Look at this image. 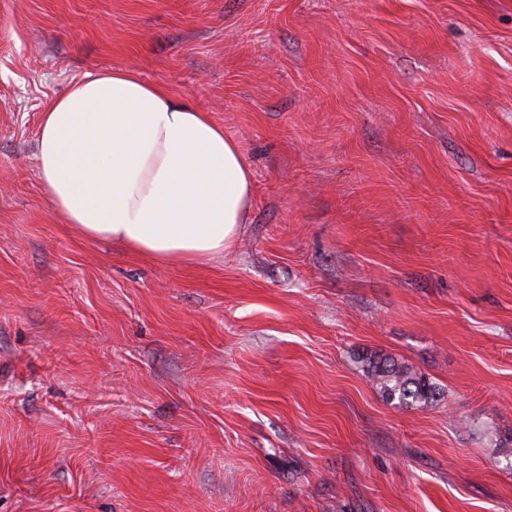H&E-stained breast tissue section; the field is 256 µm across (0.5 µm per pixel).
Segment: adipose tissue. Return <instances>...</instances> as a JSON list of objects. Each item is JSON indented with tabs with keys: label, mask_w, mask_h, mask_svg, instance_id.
Wrapping results in <instances>:
<instances>
[{
	"label": "adipose tissue",
	"mask_w": 512,
	"mask_h": 512,
	"mask_svg": "<svg viewBox=\"0 0 512 512\" xmlns=\"http://www.w3.org/2000/svg\"><path fill=\"white\" fill-rule=\"evenodd\" d=\"M37 160L65 223L156 262L223 254L249 218L252 174L238 143L133 72L87 74L53 101Z\"/></svg>",
	"instance_id": "obj_1"
}]
</instances>
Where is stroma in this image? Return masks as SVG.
<instances>
[{"label": "stroma", "mask_w": 512, "mask_h": 512, "mask_svg": "<svg viewBox=\"0 0 512 512\" xmlns=\"http://www.w3.org/2000/svg\"><path fill=\"white\" fill-rule=\"evenodd\" d=\"M116 69L238 141L224 254L45 195V108ZM0 512H512V0H0ZM366 376L382 398L399 407H428L440 399L439 387L413 366L389 357L368 358Z\"/></svg>", "instance_id": "1"}]
</instances>
